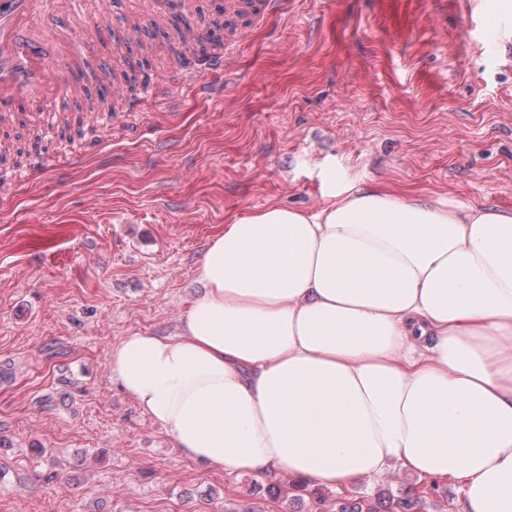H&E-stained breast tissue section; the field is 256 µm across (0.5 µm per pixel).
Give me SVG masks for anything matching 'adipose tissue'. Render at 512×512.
<instances>
[{"label":"adipose tissue","instance_id":"adipose-tissue-1","mask_svg":"<svg viewBox=\"0 0 512 512\" xmlns=\"http://www.w3.org/2000/svg\"><path fill=\"white\" fill-rule=\"evenodd\" d=\"M177 336L109 373L180 453L345 488L397 464L512 512V212L355 185L228 220Z\"/></svg>","mask_w":512,"mask_h":512}]
</instances>
